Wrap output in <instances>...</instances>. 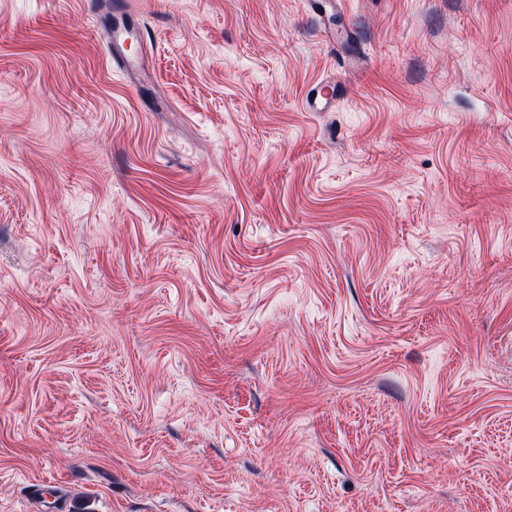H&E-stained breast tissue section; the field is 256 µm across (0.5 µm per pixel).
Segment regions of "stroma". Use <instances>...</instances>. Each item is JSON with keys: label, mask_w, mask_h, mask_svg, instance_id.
<instances>
[{"label": "stroma", "mask_w": 512, "mask_h": 512, "mask_svg": "<svg viewBox=\"0 0 512 512\" xmlns=\"http://www.w3.org/2000/svg\"><path fill=\"white\" fill-rule=\"evenodd\" d=\"M0 512H512V0H0Z\"/></svg>", "instance_id": "stroma-1"}]
</instances>
